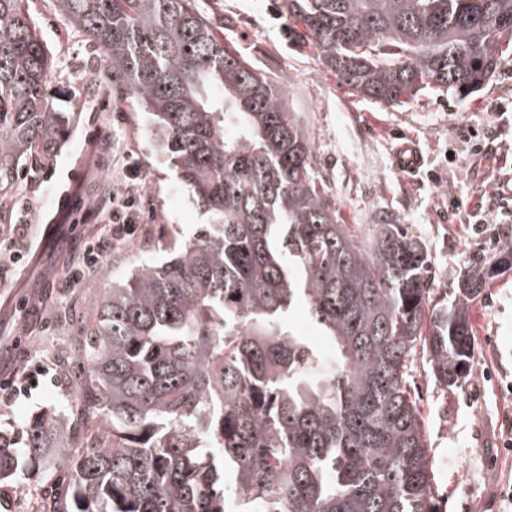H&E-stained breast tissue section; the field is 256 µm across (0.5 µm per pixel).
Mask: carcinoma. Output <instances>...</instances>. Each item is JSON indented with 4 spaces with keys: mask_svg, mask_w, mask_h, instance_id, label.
<instances>
[{
    "mask_svg": "<svg viewBox=\"0 0 512 512\" xmlns=\"http://www.w3.org/2000/svg\"><path fill=\"white\" fill-rule=\"evenodd\" d=\"M53 2L97 51L99 92L146 115L208 222L95 293L69 415L0 429V483L63 466L64 512H435L415 357L459 386L472 308L506 260L434 301L424 242L340 223L283 89L193 0ZM283 7L340 83L388 106L480 91L512 38V0ZM52 71L28 0H0V187L73 129ZM301 303L328 354L287 324Z\"/></svg>",
    "mask_w": 512,
    "mask_h": 512,
    "instance_id": "carcinoma-1",
    "label": "carcinoma"
}]
</instances>
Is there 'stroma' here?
<instances>
[{
  "label": "stroma",
  "mask_w": 512,
  "mask_h": 512,
  "mask_svg": "<svg viewBox=\"0 0 512 512\" xmlns=\"http://www.w3.org/2000/svg\"><path fill=\"white\" fill-rule=\"evenodd\" d=\"M280 0H195L217 35L259 65L285 92V101L313 148L314 171L346 224H399L425 243L435 277L433 297L450 301L459 272L512 243V51L494 79L467 97L428 90L409 104L388 107L352 93L300 42ZM32 15L54 59L53 84L67 91L72 135L51 165L24 167L15 186L0 191V228L26 224L33 241L28 265L0 277V380H19L46 366L32 399H7L0 391V422L20 425L46 406L64 407L78 369L70 356L76 327L67 309L89 313L96 290L111 286L147 260L142 243L157 246L171 235H193L205 218L192 206L155 151L141 112L110 98H94L101 62L55 12L53 0H30ZM109 109V148L90 149L86 127ZM485 133L486 149L473 153L460 136ZM414 141L423 160L414 172L396 169V148ZM84 182L106 187L105 203L83 193V209L71 223V254L58 252L44 227L58 191L74 167ZM136 199L129 217L134 234L113 243L102 265L82 283L68 279L74 257L123 198ZM477 329L469 374L445 391L417 357L419 399L438 512H502L500 492L512 484V267L503 269L473 309ZM62 471L36 473L0 485V512H31L62 480Z\"/></svg>",
  "instance_id": "1"
}]
</instances>
